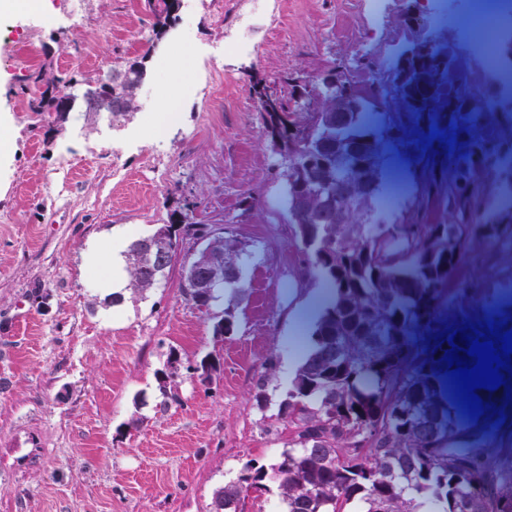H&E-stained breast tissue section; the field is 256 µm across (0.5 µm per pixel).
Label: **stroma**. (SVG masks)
I'll return each instance as SVG.
<instances>
[{
  "instance_id": "35a3bbf8",
  "label": "stroma",
  "mask_w": 512,
  "mask_h": 512,
  "mask_svg": "<svg viewBox=\"0 0 512 512\" xmlns=\"http://www.w3.org/2000/svg\"><path fill=\"white\" fill-rule=\"evenodd\" d=\"M50 4L0 16V512H212L243 463L275 462L286 446L280 402L325 297L250 78L284 96L283 75L358 59L354 81L370 96L417 33L397 24L400 0L377 18L361 0H267L245 28L217 22L215 0H181L148 56L143 0ZM118 57L145 73L135 113L116 123L83 94ZM40 70L70 81V111L48 123L18 91ZM169 95L175 111H160ZM404 154L382 200L391 221L444 223L447 190L427 187L419 144ZM184 219L258 253L234 333L215 335L225 301L195 305L177 266L110 300L113 242ZM457 280L478 286L464 301L448 291L444 316L512 330V237L477 240ZM205 358L214 369L200 371ZM172 359L181 375L163 409L158 376Z\"/></svg>"
}]
</instances>
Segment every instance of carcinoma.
Here are the masks:
<instances>
[{
    "instance_id": "1",
    "label": "carcinoma",
    "mask_w": 512,
    "mask_h": 512,
    "mask_svg": "<svg viewBox=\"0 0 512 512\" xmlns=\"http://www.w3.org/2000/svg\"><path fill=\"white\" fill-rule=\"evenodd\" d=\"M146 12L161 23L175 0H145ZM418 58L400 67L404 77L389 108L355 92L358 110L336 111V99L322 91L323 76L290 74L291 93L305 96L304 108L287 102L268 107L260 81L251 90L260 101L267 134L284 152L288 213L311 273L329 290L310 331V346L288 379L280 411L293 425L288 446L272 464L246 461L238 476L216 493L213 512H238L251 490L276 484L284 512H344L357 500L362 512H512V480L483 461L481 449L464 443L497 429L499 402L512 379L483 399L484 415L467 421L456 410L442 356L448 342L435 340L441 301L477 236L505 232L496 217L477 213L481 173L502 159L508 139L475 133L500 123L482 98L453 80L457 58L440 69L435 49L419 44ZM143 77L140 62L112 68V83L124 87L127 74ZM66 81L53 76L29 104L40 118L60 112ZM452 112H423L422 92ZM456 129L448 183V220L443 224H394L380 207L385 161L418 130ZM197 229L206 245L182 264L186 296L207 307L221 296L231 304L245 294V273L254 258L251 245L214 236L202 225L160 224L133 241L127 251L130 286L154 287L166 268L148 278L139 265L146 244L171 260L180 237ZM435 348H430V345Z\"/></svg>"
}]
</instances>
